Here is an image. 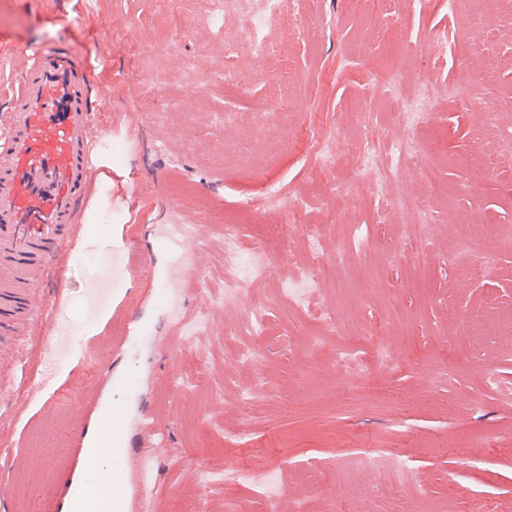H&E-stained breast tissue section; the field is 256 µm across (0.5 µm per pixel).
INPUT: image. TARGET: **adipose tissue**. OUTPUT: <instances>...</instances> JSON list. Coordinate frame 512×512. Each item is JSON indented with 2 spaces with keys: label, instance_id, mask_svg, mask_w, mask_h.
<instances>
[{
  "label": "adipose tissue",
  "instance_id": "obj_1",
  "mask_svg": "<svg viewBox=\"0 0 512 512\" xmlns=\"http://www.w3.org/2000/svg\"><path fill=\"white\" fill-rule=\"evenodd\" d=\"M113 405L102 410L103 427L97 438V456L93 466L84 470L79 482L70 492L67 512H96V506L104 491L112 489L122 480V450L114 445L108 423L112 418Z\"/></svg>",
  "mask_w": 512,
  "mask_h": 512
}]
</instances>
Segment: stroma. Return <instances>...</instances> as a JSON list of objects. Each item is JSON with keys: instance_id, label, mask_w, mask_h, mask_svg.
Listing matches in <instances>:
<instances>
[{"instance_id": "35a3bbf8", "label": "stroma", "mask_w": 512, "mask_h": 512, "mask_svg": "<svg viewBox=\"0 0 512 512\" xmlns=\"http://www.w3.org/2000/svg\"><path fill=\"white\" fill-rule=\"evenodd\" d=\"M211 9L212 0H0V126L27 51L76 18L79 58L99 95L91 119L103 172L93 189L103 201L81 211L73 234L112 232L139 249L109 310L78 327L67 348L53 341L51 320L0 346L27 373L19 418L0 419L7 512H66L79 477L67 466L73 437L97 429L81 413L90 396L121 409L134 444L123 455L125 512H184L191 497L204 512H224L229 498L252 502L249 483L201 488L200 468L227 465L277 466L282 502L307 498L309 512H361L348 475L368 450L415 466L429 495L415 512L429 503L470 512L478 496L493 512H512V400L480 379L486 367L512 385V242L498 237L512 226V152L503 148L512 112L481 125L492 101L512 98V0H467L455 13L448 0H385L378 10L368 0H282L267 28L278 44L269 57L245 48L225 56L249 17L229 9L218 27ZM389 83L430 84L433 114L407 125L383 91ZM379 136L417 146L393 194L420 195L428 171L446 187L429 204L424 233L413 232L414 214L385 212L374 191L362 143ZM321 150L333 168L317 161ZM272 188L287 205L270 198ZM467 220L479 227L476 249L494 253L479 274L455 261ZM304 224L322 225L324 258L340 234L352 252L298 315L300 333L319 332L322 309L346 288L361 321L350 342L366 359L389 344L399 361L349 382L291 342L295 315L274 299L261 339L267 390L246 408L245 378L224 342L247 304L216 296L224 230L261 244L268 279L279 282L302 264L298 234L282 228ZM101 264L90 253L69 267L59 294L67 312ZM107 369L136 392L106 385ZM146 408L160 423L153 442L140 432ZM232 415L248 427L243 440L225 436ZM142 453L160 471L147 492L137 480Z\"/></svg>"}]
</instances>
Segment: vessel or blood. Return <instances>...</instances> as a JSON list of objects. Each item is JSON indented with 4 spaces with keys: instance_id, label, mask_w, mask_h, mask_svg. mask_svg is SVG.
<instances>
[{
    "instance_id": "b4317fda",
    "label": "vessel or blood",
    "mask_w": 512,
    "mask_h": 512,
    "mask_svg": "<svg viewBox=\"0 0 512 512\" xmlns=\"http://www.w3.org/2000/svg\"><path fill=\"white\" fill-rule=\"evenodd\" d=\"M74 44L67 35L29 54L0 131V338L19 335L38 316L55 317L57 302L37 311L30 296L47 281L65 287V263L76 249L71 226L87 201L97 137L90 69L77 63ZM93 239L104 264L83 302L87 322L108 309L134 248L109 234Z\"/></svg>"
}]
</instances>
